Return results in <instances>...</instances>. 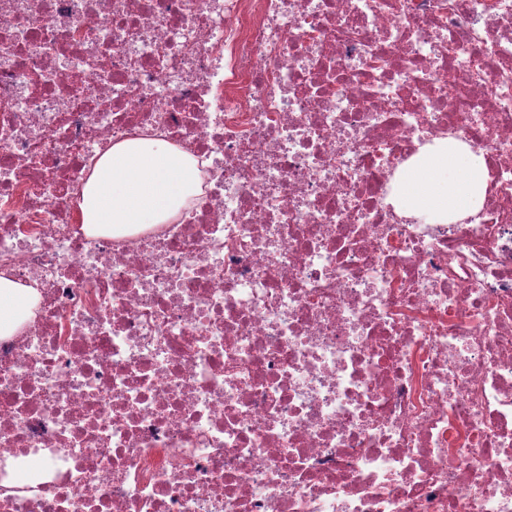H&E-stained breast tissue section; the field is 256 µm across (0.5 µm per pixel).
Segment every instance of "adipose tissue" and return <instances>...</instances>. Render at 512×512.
Masks as SVG:
<instances>
[{
    "label": "adipose tissue",
    "mask_w": 512,
    "mask_h": 512,
    "mask_svg": "<svg viewBox=\"0 0 512 512\" xmlns=\"http://www.w3.org/2000/svg\"><path fill=\"white\" fill-rule=\"evenodd\" d=\"M485 190L483 157L452 141L402 171L393 204L400 216L448 223L481 207ZM196 192L187 154L158 138L129 140L113 145L96 162L83 188V224L92 231L125 234L165 224ZM37 300L35 287L0 278V335L11 334Z\"/></svg>",
    "instance_id": "adipose-tissue-1"
}]
</instances>
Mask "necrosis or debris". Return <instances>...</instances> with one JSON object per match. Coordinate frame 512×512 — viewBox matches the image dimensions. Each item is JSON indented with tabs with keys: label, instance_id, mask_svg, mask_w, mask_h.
<instances>
[{
	"label": "necrosis or debris",
	"instance_id": "4bbe7bcc",
	"mask_svg": "<svg viewBox=\"0 0 512 512\" xmlns=\"http://www.w3.org/2000/svg\"><path fill=\"white\" fill-rule=\"evenodd\" d=\"M141 136L200 193L88 233ZM0 277V512H512V0H0ZM486 190L484 159L460 141L420 157L400 174L393 199L403 217L448 223L481 207ZM37 300L35 287L0 278V335L11 334L21 316L29 313Z\"/></svg>",
	"mask_w": 512,
	"mask_h": 512
}]
</instances>
